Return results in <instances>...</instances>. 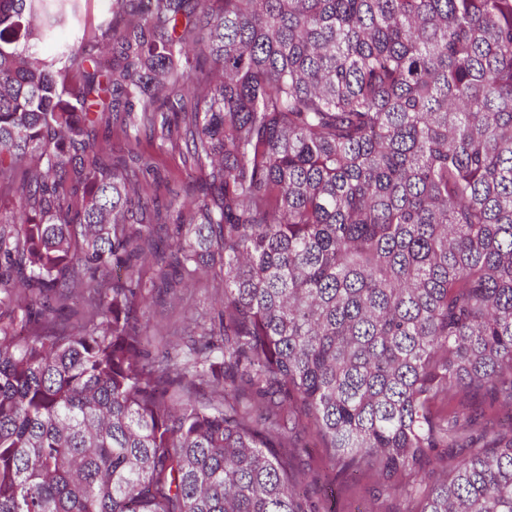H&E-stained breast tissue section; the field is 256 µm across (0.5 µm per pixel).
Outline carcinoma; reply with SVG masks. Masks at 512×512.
<instances>
[{
	"mask_svg": "<svg viewBox=\"0 0 512 512\" xmlns=\"http://www.w3.org/2000/svg\"><path fill=\"white\" fill-rule=\"evenodd\" d=\"M82 2L0 0V512H323L304 418L414 512H512V423L436 411L512 407V0ZM141 150L150 161L152 176L161 180L160 194L163 203L174 197L186 199L201 194V183L197 175L185 169L178 153L160 151L145 138L142 140ZM206 278H202L188 292L190 296L189 305L195 313H207L216 315L218 304L211 288H205ZM149 325L144 329V342L152 352L169 349L178 341L185 323L184 311L173 299L171 291L165 288L156 290L149 298L146 308ZM453 401L459 409L473 405L477 407L478 411H483V417L480 418V422L489 427H498L500 424H508L512 418V409L509 407H494L489 408L486 405L479 406L478 402H475L463 395V393H456L453 396Z\"/></svg>",
	"mask_w": 512,
	"mask_h": 512,
	"instance_id": "cac0c4a2",
	"label": "carcinoma"
}]
</instances>
